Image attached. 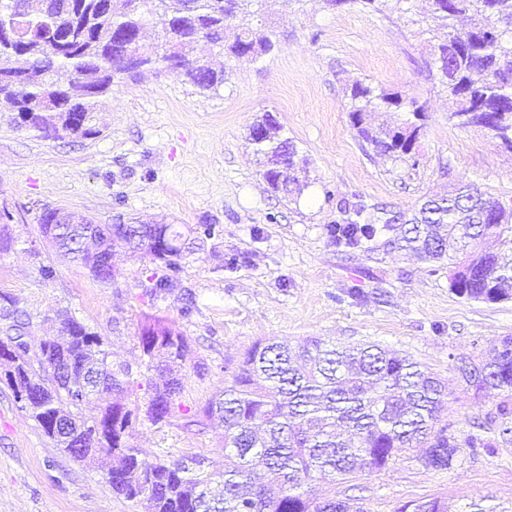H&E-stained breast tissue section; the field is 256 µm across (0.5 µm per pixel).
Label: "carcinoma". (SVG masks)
Wrapping results in <instances>:
<instances>
[{
  "label": "carcinoma",
  "instance_id": "1",
  "mask_svg": "<svg viewBox=\"0 0 512 512\" xmlns=\"http://www.w3.org/2000/svg\"><path fill=\"white\" fill-rule=\"evenodd\" d=\"M291 0H0V101L11 106L13 122L48 138L67 131L91 137L90 122L115 78H136L165 70L184 77L201 91L224 84L225 72L197 55L205 42L220 54L244 58L273 48V32L254 24L255 5ZM470 20L459 30L457 18ZM419 35L443 32L426 64L434 86L448 96V116L472 114L475 125L501 142L512 137V0H432L426 16H403ZM154 39L145 41L147 27ZM349 118L359 138L375 152L417 164L412 154L427 120L425 104L361 81L349 89ZM381 112H401L402 122H379ZM282 126L269 112L250 128L263 156V177L274 190L289 194L283 171L297 168L293 144L281 138ZM363 208L330 224L336 246L355 248L383 232L396 230L395 217L382 225L361 221ZM76 224H55V210L41 213V230L60 255L89 270L101 283L114 279L108 263L118 247L145 251L166 274L150 278L145 293L159 297L174 286L183 250L169 241L183 238L173 224L145 229L133 238L124 224L97 229L100 250L81 248V215ZM500 203L464 186L455 195L430 199L412 228L388 244L440 259L441 244L468 251L475 227L512 251L502 240ZM469 274L450 280V289L468 300L511 298L512 258L485 251L463 262ZM9 296L0 295V351L13 363L5 371L16 401L33 403L31 417L54 446L78 462H98L116 494L144 501L148 512H364L348 499L314 498L299 492L309 482L336 480L360 468L384 469L393 458L418 444L427 469L449 470L461 448H492L495 438H512V336L491 344L488 359L469 376L478 392L492 389L502 401L491 417L494 436L471 434L461 440L441 423L448 404L446 385L413 359L374 344L336 346L311 338L298 346L288 341L258 342L237 371L202 409L206 419L224 423V470L207 472L199 456L169 463L151 462L129 442L136 413L125 403L130 372L112 368L98 333L66 312L55 317L56 334L30 351L23 336L29 320ZM140 343L145 355L167 359L165 379L152 389L146 417L154 424L172 416L183 391L175 370L187 349V337L149 325ZM101 376L111 395L96 416H83L87 401L79 391L90 373ZM397 512H448L437 498L411 501Z\"/></svg>",
  "mask_w": 512,
  "mask_h": 512
}]
</instances>
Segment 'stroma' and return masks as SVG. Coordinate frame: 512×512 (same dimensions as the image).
I'll use <instances>...</instances> for the list:
<instances>
[{"label":"stroma","mask_w":512,"mask_h":512,"mask_svg":"<svg viewBox=\"0 0 512 512\" xmlns=\"http://www.w3.org/2000/svg\"><path fill=\"white\" fill-rule=\"evenodd\" d=\"M273 51L213 57L225 81L199 90L168 72L115 79L95 115V136L44 138L0 112V208L13 239L0 254V294L30 317L26 342L37 348L57 312H70L103 337L116 365L128 366L125 399L146 408L156 371L140 334L161 323L188 339L184 390L167 422L139 416L131 441L150 460L205 457L224 468V431L201 408L231 377L256 341L321 337L372 342L411 357L448 386L443 414L459 437L487 430L496 396L460 381L454 361L512 336V299L467 300L450 289L451 260L429 262L387 246L384 238L339 250L326 233L345 206L362 218L412 214L425 198L464 183L512 211V152L484 129L448 122V100L427 78L424 38L401 20L398 0L379 10L322 0H291L273 15ZM363 81L425 103L419 164L375 155L348 116V87ZM306 159L290 197L272 192L249 140L263 113ZM64 208L109 224H174L187 231L177 283L158 298L144 286L160 274L144 252L119 251L103 284L55 254L38 217ZM211 235H204V228ZM49 266L53 278L41 269ZM195 305L184 312V294ZM411 448L382 470L364 469L333 483L315 482V497L352 498L365 512H396L409 501L438 498L448 512L476 502L512 512V441L490 450L462 449L451 469L435 471ZM0 512H144L113 494L103 473L55 448L0 383Z\"/></svg>","instance_id":"1"}]
</instances>
